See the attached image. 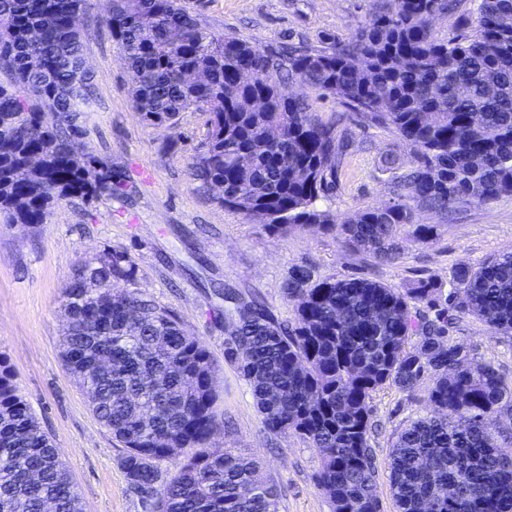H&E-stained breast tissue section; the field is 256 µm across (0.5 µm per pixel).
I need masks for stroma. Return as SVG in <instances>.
I'll list each match as a JSON object with an SVG mask.
<instances>
[{
	"instance_id": "obj_1",
	"label": "stroma",
	"mask_w": 512,
	"mask_h": 512,
	"mask_svg": "<svg viewBox=\"0 0 512 512\" xmlns=\"http://www.w3.org/2000/svg\"><path fill=\"white\" fill-rule=\"evenodd\" d=\"M202 25L218 35L279 48L302 44L325 49L349 37L374 0H182ZM84 57L94 88L79 123L83 140L128 184L126 193L94 201L63 200L48 223L34 227L0 217V355L15 372L29 403L57 448L82 496L83 512H144L140 496L119 465L122 444L91 412L86 394L61 357L65 288L81 261L108 249L128 253L136 276L128 287L147 294L181 322L184 331L210 351L216 367L219 428L213 448H231L262 462L264 480L279 492V512H332L317 489L321 455L291 434L265 432L251 390L224 359L222 293L234 302L260 300L278 321L294 319L285 294L289 268L310 267L318 278L371 279L395 288L430 284L449 292L462 265L476 266L512 252V195L469 206L443 218L420 212L418 223L438 233L421 241L405 226V251L392 264L346 248L316 226L272 235L222 207L214 190L190 176L192 155L203 142L206 116L182 113L175 128L137 118L129 87L131 74L103 28L82 26ZM343 142L334 188L317 203L337 221L381 206L396 197L386 155L413 164V153L390 129L342 125ZM449 336L512 379V334L493 333L472 316H461ZM377 424L370 437L381 512H396L389 485L390 446L408 421L425 415L424 387L407 392L393 386L371 401Z\"/></svg>"
}]
</instances>
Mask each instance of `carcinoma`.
Listing matches in <instances>:
<instances>
[{"label": "carcinoma", "instance_id": "obj_1", "mask_svg": "<svg viewBox=\"0 0 512 512\" xmlns=\"http://www.w3.org/2000/svg\"><path fill=\"white\" fill-rule=\"evenodd\" d=\"M469 30L439 38L436 12L460 0H381L351 36L323 50H272L201 26L181 0H104L106 28L133 72V108L151 126L207 114L191 175L224 181L222 206L272 235L317 224L381 260L400 254V231L419 211L440 215L512 195V0H471ZM86 0H0V213L45 224L62 200L96 199L121 186L88 151L76 123L90 87L74 16ZM330 92L346 117L389 127L415 151L397 176V199L336 223L316 202L338 165L336 124L281 84ZM32 156L41 173L19 179ZM124 251L82 262L66 291L62 360L90 407L124 447L128 483L149 512H278L279 494L256 460L207 442L218 427L217 379L203 343L149 296L122 284ZM100 284L82 288L86 277ZM294 323L262 304L224 317V360L251 389L264 430L295 434L322 455L317 487L333 512H381L371 460L373 394L413 391L428 378L434 413L412 421L391 449L397 512H512V456L495 431L512 432V382L453 343L473 315L512 333V252L461 266L454 291H402L370 279H316L288 271ZM424 303L430 318L415 311ZM107 361L101 366L99 361ZM175 464L165 478L164 462ZM82 512L58 448L0 359V512Z\"/></svg>", "mask_w": 512, "mask_h": 512}]
</instances>
